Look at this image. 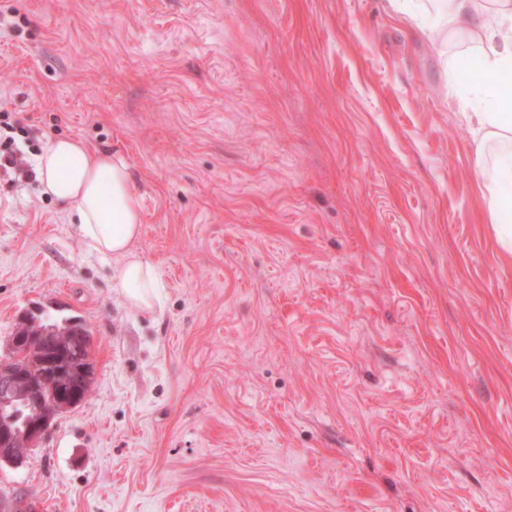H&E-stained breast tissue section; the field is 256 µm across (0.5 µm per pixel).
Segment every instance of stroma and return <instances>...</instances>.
Returning <instances> with one entry per match:
<instances>
[{"label": "stroma", "mask_w": 512, "mask_h": 512, "mask_svg": "<svg viewBox=\"0 0 512 512\" xmlns=\"http://www.w3.org/2000/svg\"><path fill=\"white\" fill-rule=\"evenodd\" d=\"M427 0H0L28 162L128 165L135 310L0 168V358L77 317L91 393L0 498L43 512H512V256Z\"/></svg>", "instance_id": "35a3bbf8"}]
</instances>
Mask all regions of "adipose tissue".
<instances>
[{"instance_id":"adipose-tissue-1","label":"adipose tissue","mask_w":512,"mask_h":512,"mask_svg":"<svg viewBox=\"0 0 512 512\" xmlns=\"http://www.w3.org/2000/svg\"><path fill=\"white\" fill-rule=\"evenodd\" d=\"M449 42L479 52L487 74L512 71V0H434ZM476 132L475 154L485 188L487 219L503 254L512 256V93L486 84L477 88L468 115ZM42 191L75 215L91 251L118 260L124 298L151 309L162 283L133 246L141 232L140 204L127 164L93 152L78 139L52 140L37 158Z\"/></svg>"}]
</instances>
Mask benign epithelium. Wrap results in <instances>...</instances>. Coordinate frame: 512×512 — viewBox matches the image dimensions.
Wrapping results in <instances>:
<instances>
[{
	"label": "benign epithelium",
	"mask_w": 512,
	"mask_h": 512,
	"mask_svg": "<svg viewBox=\"0 0 512 512\" xmlns=\"http://www.w3.org/2000/svg\"><path fill=\"white\" fill-rule=\"evenodd\" d=\"M82 341L79 335L49 336L43 330L36 333L31 323H20L10 341V355L0 359V414L12 411L20 403L32 406L33 410L20 427L0 421L1 463L21 464L55 418L77 406L79 391L72 387L73 377L79 374L85 385L93 380L91 356H83L80 365L73 369L60 362L47 347L60 350ZM0 512H38V507L29 498L1 499Z\"/></svg>",
	"instance_id": "7a95c632"
}]
</instances>
